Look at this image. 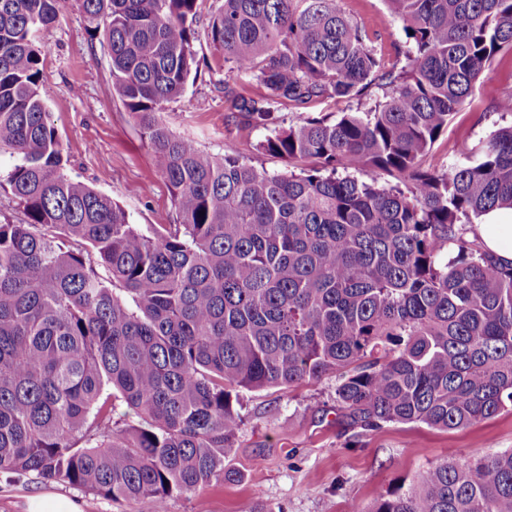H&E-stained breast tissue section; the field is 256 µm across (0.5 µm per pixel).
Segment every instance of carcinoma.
I'll use <instances>...</instances> for the list:
<instances>
[{
	"instance_id": "obj_1",
	"label": "carcinoma",
	"mask_w": 512,
	"mask_h": 512,
	"mask_svg": "<svg viewBox=\"0 0 512 512\" xmlns=\"http://www.w3.org/2000/svg\"><path fill=\"white\" fill-rule=\"evenodd\" d=\"M386 2L401 67L340 0H224L212 16L224 124L269 132L257 151L289 166L269 173L158 119L196 63L202 0H81L176 211L142 228L65 173L41 36L68 0H0V151L23 214L0 221L1 474L162 506L239 478L224 458L241 391L329 373L344 417L368 429L457 430L512 408V264L470 227L512 209V125L465 166L425 165L512 51V0ZM241 73L264 92L240 90ZM372 86L386 98L366 112L310 114ZM116 400L136 423L119 425ZM370 512H512V450L443 460Z\"/></svg>"
}]
</instances>
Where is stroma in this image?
<instances>
[{
	"label": "stroma",
	"instance_id": "obj_1",
	"mask_svg": "<svg viewBox=\"0 0 512 512\" xmlns=\"http://www.w3.org/2000/svg\"><path fill=\"white\" fill-rule=\"evenodd\" d=\"M222 0H204L195 29L198 75L181 98L167 104L162 122L175 135L194 139L211 155L234 151L268 172L282 159L258 153L260 130L228 133L224 101L207 32ZM344 11L374 33L387 60L404 45L401 20L385 0H343ZM78 0H70L44 35L42 79L51 124L70 152L67 175L108 194L132 223L171 224L176 212L164 178L140 129L112 86L108 58L92 39ZM512 93V54L500 53L477 84L472 104L460 110L426 163L443 169L467 164L468 147L512 124L498 101ZM335 375L320 381L262 391H242L243 422L226 454L239 480L198 488L168 499L167 512H370L380 494L412 484L443 459L465 462L512 449V410L462 430L418 423H388L374 430L347 426L336 402ZM52 493L75 501L82 512H154L150 500L115 502L84 489L0 474V512H25L29 497Z\"/></svg>",
	"mask_w": 512,
	"mask_h": 512
}]
</instances>
